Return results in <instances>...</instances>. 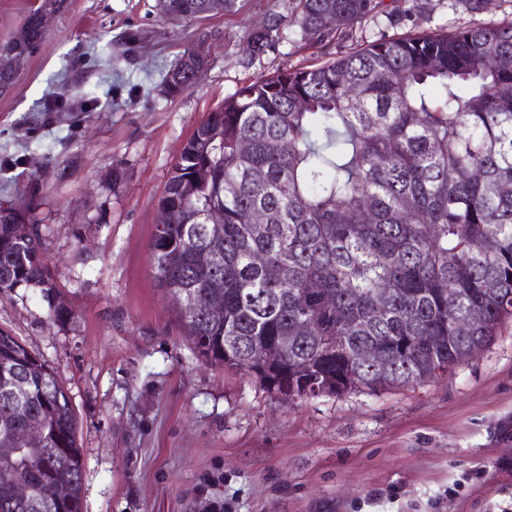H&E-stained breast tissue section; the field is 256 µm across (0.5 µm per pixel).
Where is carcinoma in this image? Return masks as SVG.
<instances>
[{
	"mask_svg": "<svg viewBox=\"0 0 512 512\" xmlns=\"http://www.w3.org/2000/svg\"><path fill=\"white\" fill-rule=\"evenodd\" d=\"M212 4L160 0L176 19ZM380 5L295 0L291 22L319 44ZM43 10L0 50L1 84L44 40ZM276 31L254 32L248 52H263ZM193 49L165 90L193 84ZM159 206L170 219L153 232L154 280L205 362L270 392L286 388L290 400L452 373L512 319V24L379 38L250 80L183 145ZM256 211L270 216L260 230L249 223ZM23 223L0 211V290L37 288L54 321L73 318L41 235L16 236ZM459 321L469 335L456 333ZM373 348L383 363L360 359ZM33 425L44 433L38 445L22 441ZM83 469L72 398L54 369L0 330V512H81ZM17 483L34 489L29 499L13 497Z\"/></svg>",
	"mask_w": 512,
	"mask_h": 512,
	"instance_id": "1",
	"label": "carcinoma"
}]
</instances>
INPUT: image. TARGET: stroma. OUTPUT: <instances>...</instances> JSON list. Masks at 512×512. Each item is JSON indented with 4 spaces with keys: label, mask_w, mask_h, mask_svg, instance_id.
Returning a JSON list of instances; mask_svg holds the SVG:
<instances>
[{
    "label": "stroma",
    "mask_w": 512,
    "mask_h": 512,
    "mask_svg": "<svg viewBox=\"0 0 512 512\" xmlns=\"http://www.w3.org/2000/svg\"><path fill=\"white\" fill-rule=\"evenodd\" d=\"M293 0H233L196 19L158 0H58L44 41L0 93V210L38 225L76 316L39 290L0 291V330L47 361L72 398L82 512H498L512 501V326L451 376L380 395L291 401L210 365L157 291L150 242L171 166L207 113L247 81L379 37L512 22V0H383L331 43L290 22ZM279 34L257 55L250 35ZM209 66L177 97L187 45ZM472 469L478 482L466 481ZM195 46H188L177 60L173 68L169 71L166 81L165 90L172 93L169 85L172 83L176 89L174 94H179L184 90L188 89L193 83V69L192 66L187 62L186 56L191 54Z\"/></svg>",
    "instance_id": "obj_1"
}]
</instances>
